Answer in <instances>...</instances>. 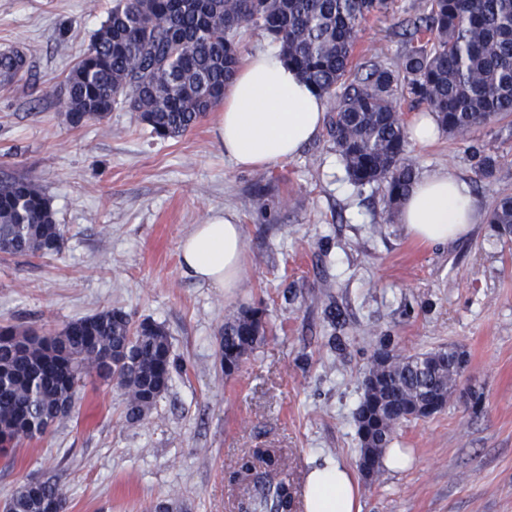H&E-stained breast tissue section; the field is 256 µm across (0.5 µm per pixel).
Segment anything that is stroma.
I'll list each match as a JSON object with an SVG mask.
<instances>
[{"label":"stroma","instance_id":"stroma-1","mask_svg":"<svg viewBox=\"0 0 512 512\" xmlns=\"http://www.w3.org/2000/svg\"><path fill=\"white\" fill-rule=\"evenodd\" d=\"M421 0H394L363 24L365 54L394 60ZM112 0H0V49L22 50L25 80L0 87V176L24 174L52 199L65 245L51 258H0V326L63 327L120 308L167 330L181 369L150 416L126 422L116 387L87 383L69 418L0 452V501L27 479H57L68 512H240L237 461L278 448L303 487L313 460L357 471L363 373L389 345L411 355L452 346L466 369L447 407L401 425L412 461L359 481L361 512H512V239L491 224L423 244L390 216L384 189L351 184L327 134L292 159L242 169L217 143L216 113L174 139L136 113L73 128L64 79ZM497 158L493 176L477 154ZM417 172L447 167L483 210L512 194V122L461 140L407 144ZM216 210L243 227L242 286L184 274L179 243ZM263 309L265 341L233 374L220 365L224 319ZM482 394L479 410L468 395Z\"/></svg>","mask_w":512,"mask_h":512}]
</instances>
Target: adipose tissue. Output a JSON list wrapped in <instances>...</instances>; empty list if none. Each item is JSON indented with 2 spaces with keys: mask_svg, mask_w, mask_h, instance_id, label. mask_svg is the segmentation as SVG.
Masks as SVG:
<instances>
[{
  "mask_svg": "<svg viewBox=\"0 0 512 512\" xmlns=\"http://www.w3.org/2000/svg\"><path fill=\"white\" fill-rule=\"evenodd\" d=\"M323 98L301 80L274 49L253 52L224 89V110L215 136L240 168H266L293 158L320 133ZM482 209L468 180L448 168L425 172L402 202L397 219L425 244L447 243L481 223ZM184 272L212 288L239 287L242 227L234 215L211 216L179 244ZM305 512H360L358 489L348 469L326 458L306 475Z\"/></svg>",
  "mask_w": 512,
  "mask_h": 512,
  "instance_id": "adipose-tissue-1",
  "label": "adipose tissue"
}]
</instances>
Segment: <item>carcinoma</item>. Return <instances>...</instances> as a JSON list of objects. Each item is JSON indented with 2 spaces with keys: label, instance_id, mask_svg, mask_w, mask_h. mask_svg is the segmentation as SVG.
I'll list each match as a JSON object with an SVG mask.
<instances>
[{
  "label": "carcinoma",
  "instance_id": "carcinoma-1",
  "mask_svg": "<svg viewBox=\"0 0 512 512\" xmlns=\"http://www.w3.org/2000/svg\"><path fill=\"white\" fill-rule=\"evenodd\" d=\"M393 0H114L106 20L65 80V122H100L133 104L138 119L161 139L176 138L221 104L224 85L242 64L240 41L260 31L330 104L327 135L358 187L381 185L388 211L413 188L405 157L408 131L396 110L407 93L426 105L441 128L462 138L512 117V0H426L409 31L411 47L393 62L356 54L360 25L387 14ZM27 74L26 55L0 50V84ZM489 223L512 234V196L495 201ZM64 232L51 198L28 176L0 179V254L56 256ZM260 308L224 321L220 357L232 374L264 340ZM462 353L453 347L372 361L364 371L380 385L363 390L356 412L359 465L377 462L400 423L415 409L444 402L459 378ZM177 369L167 331L133 322L112 308L61 329L0 327V437L31 441L49 434L77 402L89 379L116 378L124 417L145 419L168 392ZM283 462L258 448L241 469L270 474ZM252 512H288L294 498L282 482H249ZM11 512H67L56 481L22 485Z\"/></svg>",
  "mask_w": 512,
  "mask_h": 512
}]
</instances>
